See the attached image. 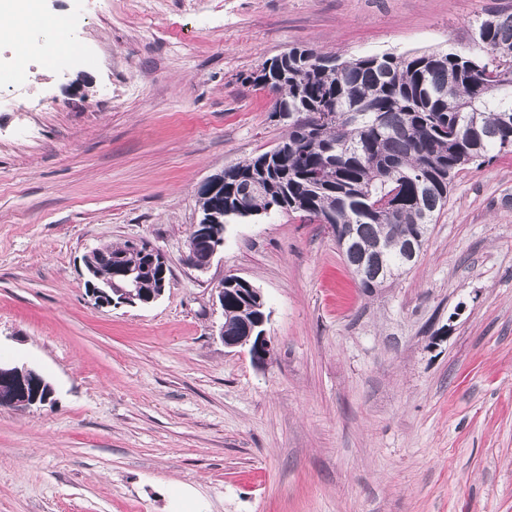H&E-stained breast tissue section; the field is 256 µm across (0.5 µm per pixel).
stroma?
Instances as JSON below:
<instances>
[{"label": "stroma", "instance_id": "stroma-1", "mask_svg": "<svg viewBox=\"0 0 512 512\" xmlns=\"http://www.w3.org/2000/svg\"><path fill=\"white\" fill-rule=\"evenodd\" d=\"M512 0H42L0 41V512H512V154L454 178L416 264L365 291L329 225L232 220L183 261L199 185L287 134L249 75L296 46L468 55ZM170 260L146 308H97L82 258ZM263 294L267 364L225 347L214 288ZM46 393L42 395L43 389ZM54 388L37 369L27 365L2 364L0 361V406L30 409L51 401Z\"/></svg>", "mask_w": 512, "mask_h": 512}]
</instances>
